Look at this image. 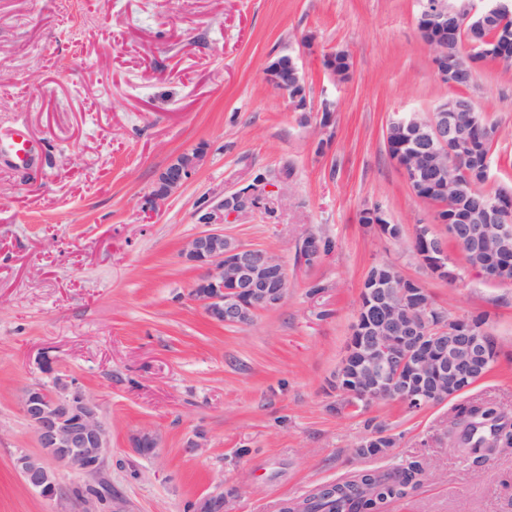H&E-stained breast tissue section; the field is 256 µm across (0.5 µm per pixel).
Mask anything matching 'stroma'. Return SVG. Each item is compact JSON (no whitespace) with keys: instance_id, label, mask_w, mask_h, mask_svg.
Returning a JSON list of instances; mask_svg holds the SVG:
<instances>
[{"instance_id":"35a3bbf8","label":"stroma","mask_w":512,"mask_h":512,"mask_svg":"<svg viewBox=\"0 0 512 512\" xmlns=\"http://www.w3.org/2000/svg\"><path fill=\"white\" fill-rule=\"evenodd\" d=\"M421 8L0 0V132L25 128L35 147L25 163L0 151V512L65 508L29 490L13 465L18 452H40L20 397L55 375L100 406L112 438L102 479L122 512H185L219 493L224 512H280L318 485L411 461L424 469L422 484L387 512H512V448L479 465L464 460L445 433L452 401L335 411L331 381L361 284L392 262L450 315H486L500 353L466 396L512 412V285L472 268L451 285L422 263L414 227L434 224L437 207L413 194L387 151L392 119L429 117L450 93L419 37ZM337 50L351 57L344 82L321 64ZM284 54L305 80L306 110L265 80ZM469 94L502 130L485 188L512 191V67L487 64ZM197 147L205 155L194 177L152 205L160 171ZM286 164V207L224 227L279 257L286 298L250 324H214L191 295L198 272L181 255L202 229L195 213ZM374 204L402 226L400 243L360 223ZM311 234L332 248L309 264L299 248ZM377 425L395 440L391 454L355 456ZM143 430L160 437L149 455L132 446ZM200 435L206 448L190 451Z\"/></svg>"}]
</instances>
